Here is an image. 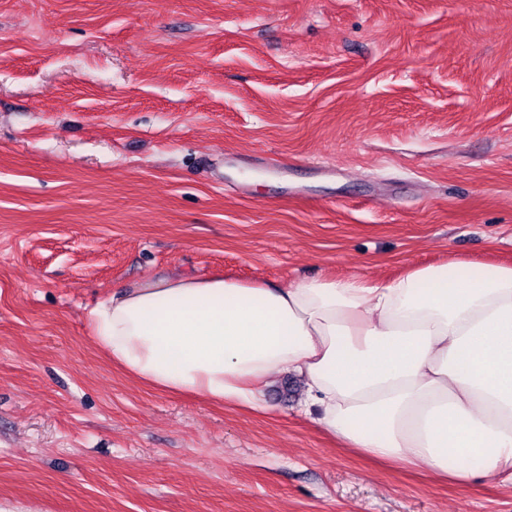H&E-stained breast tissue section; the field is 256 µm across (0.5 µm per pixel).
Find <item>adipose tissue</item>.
<instances>
[{"label": "adipose tissue", "mask_w": 512, "mask_h": 512, "mask_svg": "<svg viewBox=\"0 0 512 512\" xmlns=\"http://www.w3.org/2000/svg\"><path fill=\"white\" fill-rule=\"evenodd\" d=\"M86 320L113 363L156 389L265 412L272 378L292 373L300 413L348 447L438 479L512 484V266L285 288L160 276Z\"/></svg>", "instance_id": "ef3b65f1"}]
</instances>
